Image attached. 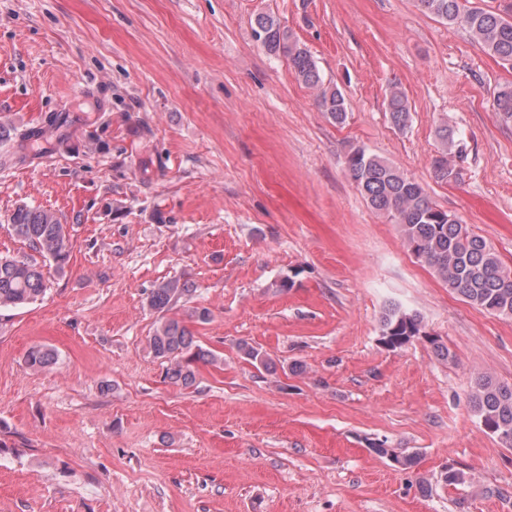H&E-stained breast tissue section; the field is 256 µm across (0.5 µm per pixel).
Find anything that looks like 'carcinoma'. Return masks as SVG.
<instances>
[{
    "label": "carcinoma",
    "instance_id": "1",
    "mask_svg": "<svg viewBox=\"0 0 512 512\" xmlns=\"http://www.w3.org/2000/svg\"><path fill=\"white\" fill-rule=\"evenodd\" d=\"M419 9L450 25L462 27L490 56L512 66V14L483 8H468L463 0H416ZM253 35L264 50L274 56H286L296 80L317 92L323 111L338 124L346 121L348 104L335 86L325 82L308 48L291 37L279 18L261 12L254 19ZM496 111L512 119V82L497 85ZM386 111L395 126L404 128L411 120L405 93L392 86L385 99ZM443 149L434 159L435 176L442 181L457 179L458 172L448 161L454 146L448 126L439 130ZM345 171L369 206L399 225L408 249L449 288L471 305L490 314L512 317V270H506L492 246L474 233L455 214L439 208L425 189L386 159L360 145L345 155ZM14 235L34 253L26 259L0 256V310L29 304L47 288L42 264L50 263L64 271L70 259L66 225L48 209L18 207L7 219ZM196 292L188 280L170 279L159 283L148 296L150 310L161 314L149 348L165 364L164 379L183 389L196 385L197 364H214L219 357L202 348L186 324L190 319L205 323L210 311L193 308L186 317H167L175 302ZM420 315L398 307L386 310L382 317V345L397 349L406 344L410 332L419 331ZM57 352L49 347L31 349L25 362L36 372L53 367ZM470 403L481 425L504 445L512 447V387L500 385L490 377L475 378Z\"/></svg>",
    "mask_w": 512,
    "mask_h": 512
}]
</instances>
